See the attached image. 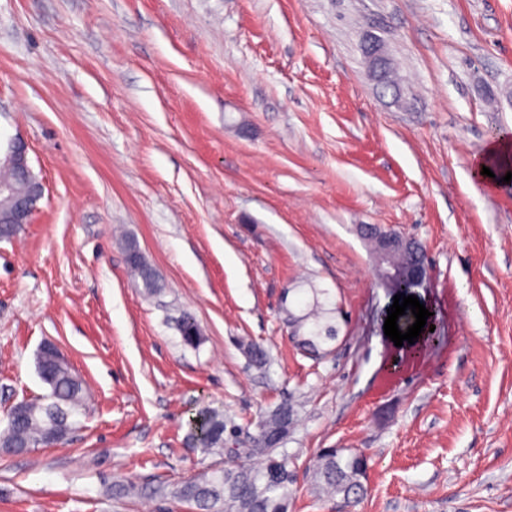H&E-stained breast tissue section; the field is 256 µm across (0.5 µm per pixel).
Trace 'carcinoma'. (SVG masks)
<instances>
[{
  "label": "carcinoma",
  "mask_w": 512,
  "mask_h": 512,
  "mask_svg": "<svg viewBox=\"0 0 512 512\" xmlns=\"http://www.w3.org/2000/svg\"><path fill=\"white\" fill-rule=\"evenodd\" d=\"M16 199H0V236L9 237L18 230L12 223ZM133 275L141 280L145 290L158 292V279L144 260L128 264ZM177 330L183 345L195 348L202 341L200 325L194 314H181ZM303 332L301 344L311 349L336 339V328L314 314L296 324ZM40 378L49 392L37 401H21L13 406L6 429L0 432V452L21 455L37 446L61 443L76 428L74 415L83 406L85 388L68 362L51 350L37 356ZM292 409L286 402L268 413L261 430L269 434L288 430ZM236 434L234 426L224 422L220 414L203 410L199 413L191 438L205 454L225 453L243 463L222 468L208 467L175 488L158 485L153 493L159 497L171 495L193 504L201 512H288L292 499L294 470L288 454L277 448H229ZM259 459L258 463L250 459ZM368 466L367 457L344 448H325L320 451L313 472L316 481L327 493L342 496L354 504L366 493L363 479Z\"/></svg>",
  "instance_id": "cac0c4a2"
}]
</instances>
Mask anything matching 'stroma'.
<instances>
[{
    "mask_svg": "<svg viewBox=\"0 0 512 512\" xmlns=\"http://www.w3.org/2000/svg\"><path fill=\"white\" fill-rule=\"evenodd\" d=\"M505 133L512 0H0V154L26 141L45 185L0 238V429L48 392L43 342L87 389L64 442L0 454V512H190L147 490L224 464L192 417L250 448L285 401L289 512H512V182L473 174ZM374 229L427 253L423 348L384 334ZM317 302L337 337L310 352L285 316ZM323 448L368 456L357 505L320 492ZM128 267L133 275L141 280L143 287L149 294L158 292L157 276L146 260L138 259L135 262L128 263ZM177 330L180 334L183 345L195 348L202 341L200 325L194 314L183 312L177 323ZM291 418L292 409L288 402L281 403L263 418L264 420L260 424L259 436L261 431L268 434L280 433L282 431L288 432V424L291 422Z\"/></svg>",
    "mask_w": 512,
    "mask_h": 512,
    "instance_id": "obj_1",
    "label": "stroma"
}]
</instances>
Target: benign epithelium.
I'll use <instances>...</instances> for the list:
<instances>
[{"mask_svg":"<svg viewBox=\"0 0 512 512\" xmlns=\"http://www.w3.org/2000/svg\"><path fill=\"white\" fill-rule=\"evenodd\" d=\"M373 74H378L388 63L382 46L373 44L366 48ZM7 164L14 167L22 178H27L30 171L28 145L22 140L11 142L10 151L6 157ZM43 183L36 179L27 183V192L17 199L14 221L17 224H28L34 212L35 204L43 196ZM377 244L373 247V260L385 284L396 288L406 285L415 288L423 287L430 279V266L425 258H419L407 268L395 264L393 254L402 249H412L413 239L397 231H385L377 234Z\"/></svg>","mask_w":512,"mask_h":512,"instance_id":"7a95c632","label":"benign epithelium"}]
</instances>
